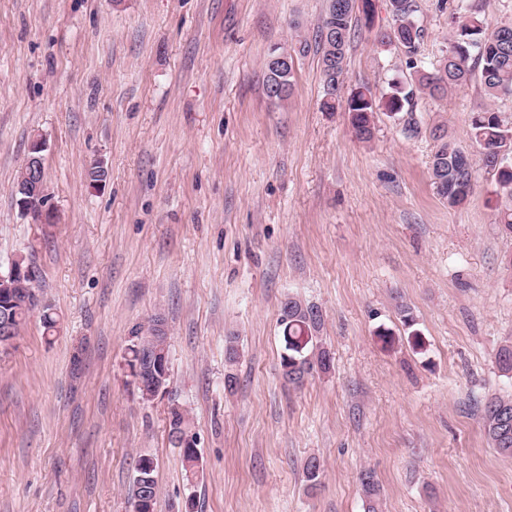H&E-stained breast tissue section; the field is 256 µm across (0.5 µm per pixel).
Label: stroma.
Wrapping results in <instances>:
<instances>
[{
  "mask_svg": "<svg viewBox=\"0 0 512 512\" xmlns=\"http://www.w3.org/2000/svg\"><path fill=\"white\" fill-rule=\"evenodd\" d=\"M467 2L486 29L512 0H415L416 68L356 27L341 96L414 84L450 46ZM327 0H0V273L25 257L59 324L31 315L0 352V512H131L140 457L156 465L154 512H512V457L490 447L482 406L512 394L497 354L512 341V236L495 224L496 181L469 138L483 107L512 126V95L479 78L373 114L370 141L325 112L314 47ZM295 55L276 103L264 61ZM471 156L460 207L434 188L431 131ZM43 144L50 223L17 205ZM100 162L101 184L88 170ZM318 307L329 372L282 378L280 305ZM425 341L415 352L398 313ZM161 314L166 393L141 401L125 366L133 330ZM397 341L383 347L379 329ZM237 359L225 365V339ZM236 384L225 389L226 371ZM190 414L200 461L168 440ZM324 465L309 488L308 457ZM184 430H191L189 415L186 410L173 404L168 413V437L174 445H177L176 441L179 437L183 447L194 446L193 435L183 434ZM176 432L182 434L177 437ZM360 486L365 499L366 511L378 512L381 503L382 489L372 471L366 470L361 473Z\"/></svg>",
  "mask_w": 512,
  "mask_h": 512,
  "instance_id": "35a3bbf8",
  "label": "stroma"
}]
</instances>
